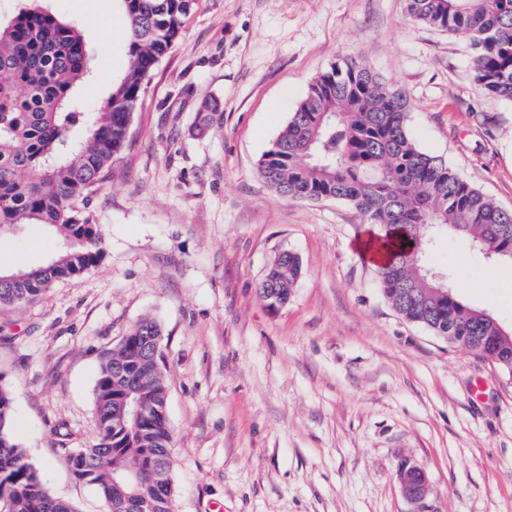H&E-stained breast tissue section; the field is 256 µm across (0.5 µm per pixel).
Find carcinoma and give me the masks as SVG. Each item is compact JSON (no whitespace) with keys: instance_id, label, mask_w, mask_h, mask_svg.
Instances as JSON below:
<instances>
[{"instance_id":"1","label":"carcinoma","mask_w":512,"mask_h":512,"mask_svg":"<svg viewBox=\"0 0 512 512\" xmlns=\"http://www.w3.org/2000/svg\"><path fill=\"white\" fill-rule=\"evenodd\" d=\"M127 24L128 67L107 99L85 111L81 88L95 57L79 26L41 6L0 25V233L42 224L56 240L48 261L0 271V307L35 300L105 259V241L87 210L129 144L133 112L173 47L195 0H117ZM408 16L469 41L475 77L512 102V0H405ZM406 99L365 64L337 61L316 77L257 167L279 194L332 198L354 207L384 235L378 283L406 320L512 373V339L487 311L452 291L448 276L423 263L439 235L512 264V211L419 149L407 132ZM412 245L402 247L398 237ZM301 274L280 254L258 285L271 307L288 303ZM162 328L141 318L103 355L94 386L95 437L68 451L73 477L96 490L105 512H173L172 433L167 369L152 339ZM146 408L138 421L126 399ZM13 405L0 388V512H77L54 497L11 433Z\"/></svg>"}]
</instances>
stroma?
<instances>
[{
    "instance_id": "35a3bbf8",
    "label": "stroma",
    "mask_w": 512,
    "mask_h": 512,
    "mask_svg": "<svg viewBox=\"0 0 512 512\" xmlns=\"http://www.w3.org/2000/svg\"><path fill=\"white\" fill-rule=\"evenodd\" d=\"M45 6L89 35L98 76L83 94L100 106L128 64L116 0ZM343 58L407 97L421 150L512 210V103L476 81L465 39L414 22L404 0H196L88 205L104 262L0 309L13 435L77 512L103 503L64 451L93 440L100 357L148 314L164 336L174 512H413L404 459L427 476L423 512H512V375L391 307L352 206L284 197L258 173L310 81ZM50 250L43 225L2 233L0 268ZM283 252L302 273L273 308L257 286ZM429 260L512 330V266L446 235Z\"/></svg>"
}]
</instances>
